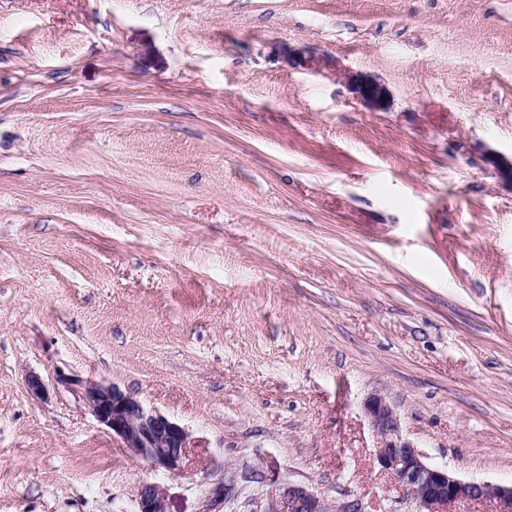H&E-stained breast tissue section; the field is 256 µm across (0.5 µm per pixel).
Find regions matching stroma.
Listing matches in <instances>:
<instances>
[{"mask_svg": "<svg viewBox=\"0 0 512 512\" xmlns=\"http://www.w3.org/2000/svg\"><path fill=\"white\" fill-rule=\"evenodd\" d=\"M494 151L512 0H0V512H135L146 482L168 512H266L291 484L407 512L372 396L428 463L512 483ZM60 372L184 426V470ZM355 90L368 107L380 109L383 106L385 91L381 85L375 82L365 81L357 84Z\"/></svg>", "mask_w": 512, "mask_h": 512, "instance_id": "obj_1", "label": "stroma"}]
</instances>
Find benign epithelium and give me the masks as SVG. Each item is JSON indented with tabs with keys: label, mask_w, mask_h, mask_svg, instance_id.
<instances>
[{
	"label": "benign epithelium",
	"mask_w": 512,
	"mask_h": 512,
	"mask_svg": "<svg viewBox=\"0 0 512 512\" xmlns=\"http://www.w3.org/2000/svg\"><path fill=\"white\" fill-rule=\"evenodd\" d=\"M356 93L370 108H381L383 87L361 82ZM60 383L75 386L99 423L112 431L124 447L146 460L156 471H183L190 434L179 423L147 406L115 383L83 380L60 373ZM365 414L377 437L375 459L415 504V512H456L461 502H492L495 512H512V485L464 481L446 467L426 462L423 453L402 433L394 408L379 396L364 404ZM137 512H167L160 486L144 483L138 494ZM268 512H330L323 499L300 485L279 493Z\"/></svg>",
	"instance_id": "1"
}]
</instances>
